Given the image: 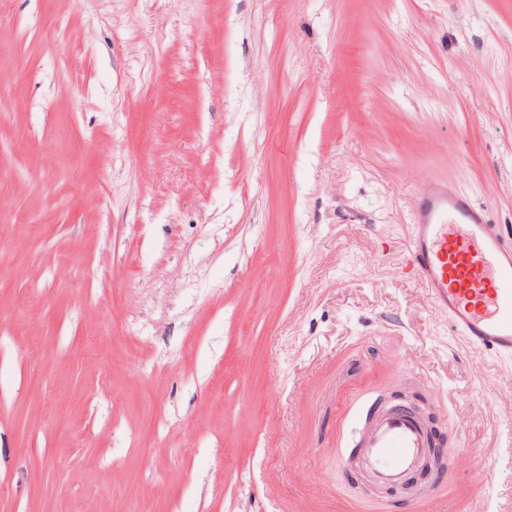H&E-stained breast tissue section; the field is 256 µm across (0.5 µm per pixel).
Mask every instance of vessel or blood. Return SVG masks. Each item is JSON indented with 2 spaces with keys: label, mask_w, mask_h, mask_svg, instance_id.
<instances>
[{
  "label": "vessel or blood",
  "mask_w": 512,
  "mask_h": 512,
  "mask_svg": "<svg viewBox=\"0 0 512 512\" xmlns=\"http://www.w3.org/2000/svg\"><path fill=\"white\" fill-rule=\"evenodd\" d=\"M410 253L437 307L472 348L512 358V247L486 211L432 182L412 216ZM350 452L374 484L399 489L430 454L423 423L400 409L373 413L350 439Z\"/></svg>",
  "instance_id": "1"
}]
</instances>
